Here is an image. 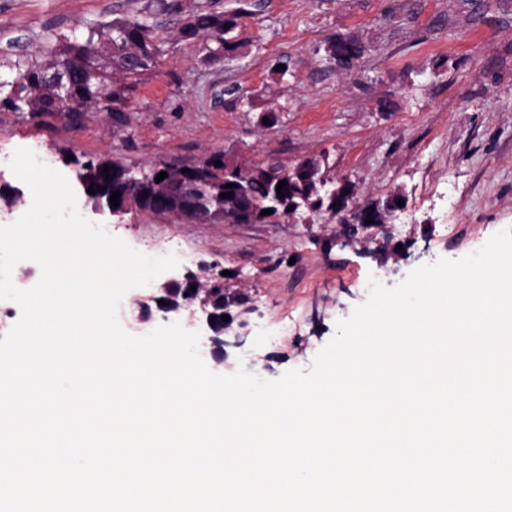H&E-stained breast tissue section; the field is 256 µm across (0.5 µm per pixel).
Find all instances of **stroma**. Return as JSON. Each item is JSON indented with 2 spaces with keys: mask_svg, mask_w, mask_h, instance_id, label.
<instances>
[{
  "mask_svg": "<svg viewBox=\"0 0 512 512\" xmlns=\"http://www.w3.org/2000/svg\"><path fill=\"white\" fill-rule=\"evenodd\" d=\"M148 0H0V81L16 64L115 18L146 16ZM149 17V16H146ZM161 40L122 112L87 106L30 115L0 107V155L35 147L77 184L78 164L112 159L135 168L201 164L211 152L251 166L287 169L319 160L354 184L355 204L387 196L405 203L381 226L348 238L328 212L253 224H186L137 210L107 219L113 235L149 256L165 247L177 269L126 293L124 329L144 335L164 322L204 323L188 311L133 309L166 281L223 271L246 295L247 333L224 332L214 355L223 374L246 368L265 379L309 366L368 297L365 283L386 269L387 286L437 259L457 260L512 228V0H257L240 18L239 48L215 61L203 44L181 41L176 18L149 17ZM360 43L353 67L329 47ZM274 119L263 123L265 113ZM406 244L395 252V244ZM287 341L270 344L282 322Z\"/></svg>",
  "mask_w": 512,
  "mask_h": 512,
  "instance_id": "1",
  "label": "stroma"
}]
</instances>
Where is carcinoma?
<instances>
[{"label": "carcinoma", "mask_w": 512, "mask_h": 512, "mask_svg": "<svg viewBox=\"0 0 512 512\" xmlns=\"http://www.w3.org/2000/svg\"><path fill=\"white\" fill-rule=\"evenodd\" d=\"M152 10L169 15H184L180 27L181 39L189 44L201 39L210 41L207 49L214 59H220L237 48L234 31L238 28V20L248 13L243 5L232 12L214 11L200 6L186 13L183 0H149L146 11ZM159 52L155 29L147 21L115 18L110 23L92 26L81 38L69 40L50 50L44 62L16 65L12 81L0 82V106L32 114L57 111L59 92L47 76L64 70L70 79L68 109L77 112L88 105H98L105 101L107 106L104 110L120 112L127 95L132 91L131 80L150 70ZM331 52L339 65L350 68L360 58L362 48L352 39L339 38L331 46ZM113 69L122 72L124 83L118 84L112 80ZM217 161L221 162L218 167L215 166ZM79 166L81 182L85 187L91 186L96 190L93 195L84 194L91 203L100 197L106 198L127 184L125 173L130 167L120 162L89 159L79 163ZM310 167L329 176L328 170L322 168L316 159L306 160L284 172L276 164L251 167L227 158L222 151H215L202 164L190 167L186 172L180 167L168 165L140 170L137 177L143 179V182L134 185V189L140 194L147 193V196L140 197L139 207L144 212L152 213L165 201L162 194L164 189L196 174L201 181L196 192L199 205L213 215L224 214V222L229 224L242 223V216L257 203L270 204L280 181L286 182L283 187V205L278 207L281 219L292 218L304 209L313 213L334 211L353 198L354 185L347 179L344 180V199L327 198L318 184L308 180L307 169ZM105 168L109 170L107 175L103 173ZM161 172L167 173V177L157 183L155 177ZM227 183L234 185V188H226ZM228 192L231 196L220 197V194ZM290 199L298 202L300 207L290 210ZM385 205L384 200L368 202L364 204L363 215H371L375 224H384L389 220ZM194 285L201 293L208 294L216 301L224 300L223 275L205 281L197 279Z\"/></svg>", "instance_id": "carcinoma-1"}]
</instances>
